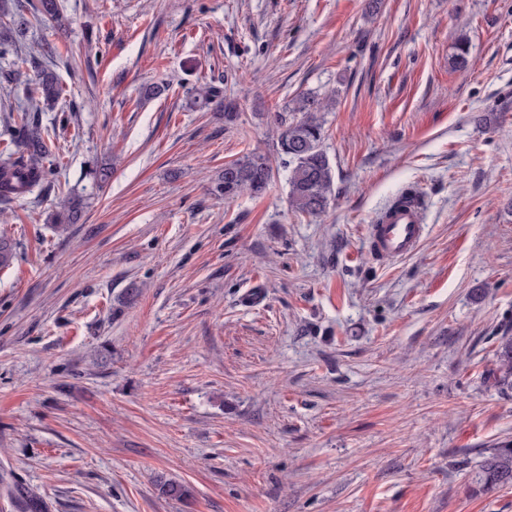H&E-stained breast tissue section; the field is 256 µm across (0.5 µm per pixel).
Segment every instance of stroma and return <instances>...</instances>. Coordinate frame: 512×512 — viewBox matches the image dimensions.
<instances>
[{"instance_id":"35a3bbf8","label":"stroma","mask_w":512,"mask_h":512,"mask_svg":"<svg viewBox=\"0 0 512 512\" xmlns=\"http://www.w3.org/2000/svg\"><path fill=\"white\" fill-rule=\"evenodd\" d=\"M61 3L67 30L19 39L62 94L52 183L0 202V512L21 491L44 512H512L478 479L512 440L487 379L512 336V0ZM209 85L235 124L190 96ZM328 94L314 218L276 116ZM252 154L263 195L210 194ZM409 187L422 243L380 261L368 227Z\"/></svg>"}]
</instances>
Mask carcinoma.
<instances>
[{"instance_id": "carcinoma-1", "label": "carcinoma", "mask_w": 512, "mask_h": 512, "mask_svg": "<svg viewBox=\"0 0 512 512\" xmlns=\"http://www.w3.org/2000/svg\"><path fill=\"white\" fill-rule=\"evenodd\" d=\"M21 7L32 11L42 21L64 25L58 0H25ZM9 26L0 28V60L14 59L12 66L0 69V90L15 101L0 137L12 145L7 156L0 160V202H10L24 196L34 187L50 182L53 168L48 166L54 157L49 130L42 127L40 113L53 109L61 94L55 72L41 65L31 53L19 56ZM322 103L302 100L296 111L303 116L290 122L280 121L283 127L278 139L279 153L288 168V188L291 205L302 214L319 216L326 211L333 191V171L327 154L321 147L323 123L318 116ZM273 177L270 160L245 157L224 165L214 191L224 199H232L248 190L261 194ZM83 208L79 196L68 200L63 211L55 217L62 229L74 223ZM495 368L489 379L502 394L512 392V336L500 337L495 348ZM481 481L487 490L512 485V441L499 443L480 464ZM160 490L168 497L186 498L190 490L179 483L163 480Z\"/></svg>"}]
</instances>
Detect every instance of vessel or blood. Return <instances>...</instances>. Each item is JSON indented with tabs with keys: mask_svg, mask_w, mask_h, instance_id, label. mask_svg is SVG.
<instances>
[{
	"mask_svg": "<svg viewBox=\"0 0 512 512\" xmlns=\"http://www.w3.org/2000/svg\"><path fill=\"white\" fill-rule=\"evenodd\" d=\"M423 235L421 206L417 201H406L391 206L370 225V249L382 261L402 259L417 250Z\"/></svg>",
	"mask_w": 512,
	"mask_h": 512,
	"instance_id": "vessel-or-blood-1",
	"label": "vessel or blood"
}]
</instances>
